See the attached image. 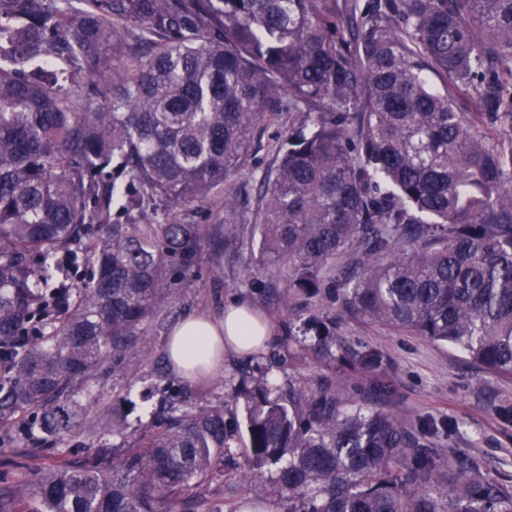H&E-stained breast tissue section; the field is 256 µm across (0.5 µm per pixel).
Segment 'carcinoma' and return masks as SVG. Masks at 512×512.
Masks as SVG:
<instances>
[{"mask_svg":"<svg viewBox=\"0 0 512 512\" xmlns=\"http://www.w3.org/2000/svg\"><path fill=\"white\" fill-rule=\"evenodd\" d=\"M274 123L253 237L283 310H321L313 356L383 362L339 350V301L512 374V0H0V429L29 412L50 448L82 428L120 439L116 464L0 488V512L250 504L209 490L241 440L224 402L170 396L130 442L77 386L146 345L193 272L206 228L182 211L222 189L224 223L244 222L231 175ZM374 392L259 371L234 396L243 486L266 478L286 512H512V473L436 447L448 428H409Z\"/></svg>","mask_w":512,"mask_h":512,"instance_id":"1","label":"carcinoma"}]
</instances>
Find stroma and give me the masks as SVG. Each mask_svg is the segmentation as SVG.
Instances as JSON below:
<instances>
[{"label": "stroma", "mask_w": 512, "mask_h": 512, "mask_svg": "<svg viewBox=\"0 0 512 512\" xmlns=\"http://www.w3.org/2000/svg\"><path fill=\"white\" fill-rule=\"evenodd\" d=\"M278 126L265 130L250 157L235 172L232 180L238 189L240 207L252 215L258 205V181L272 158L271 147L276 142ZM184 222L205 225L202 259L195 272L177 281L174 302L149 319L144 331L150 343L138 355L122 364H105L97 376L84 387L81 396L97 400L99 406H119L131 398L133 408L127 409V436L134 439L151 422V412L157 402L172 392L191 393L197 404L205 406L229 399L243 379V356L229 351L224 355V368L214 377L191 382L175 373L167 363L166 339L173 326L190 315L219 319L225 304L236 297H246L270 320L276 332H284L287 324L302 328V318L288 320L274 300L251 292V283L259 275V253L247 246L251 224L228 227L224 208L206 204L181 215ZM235 230L245 244L234 255L224 251V235ZM222 274H215V267ZM338 334L345 348L360 351L370 347L381 352L384 363L378 373L351 371L317 361L312 355L300 352L288 358L280 343H273L258 354L256 364L268 366L277 383L288 380L314 383L321 377L334 378L338 386L356 381L367 386L382 379L392 390L385 409L398 417L458 424L454 447L463 449L485 465L489 473L512 470V421L504 419L501 408L512 404V375L490 372L465 357L453 347L411 336L392 327L374 322L335 305ZM98 437L78 432L57 450L44 449L42 444L22 435L0 441V475L10 480L21 479L25 472L49 467L58 461L93 462L100 457Z\"/></svg>", "instance_id": "1"}]
</instances>
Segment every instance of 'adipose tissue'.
Listing matches in <instances>:
<instances>
[{
    "label": "adipose tissue",
    "instance_id": "ef3b65f1",
    "mask_svg": "<svg viewBox=\"0 0 512 512\" xmlns=\"http://www.w3.org/2000/svg\"><path fill=\"white\" fill-rule=\"evenodd\" d=\"M275 338L268 318L245 299L227 303L224 316L212 320L190 316L171 332L167 353L185 378L210 376L224 366L225 349L244 354L267 348Z\"/></svg>",
    "mask_w": 512,
    "mask_h": 512
}]
</instances>
